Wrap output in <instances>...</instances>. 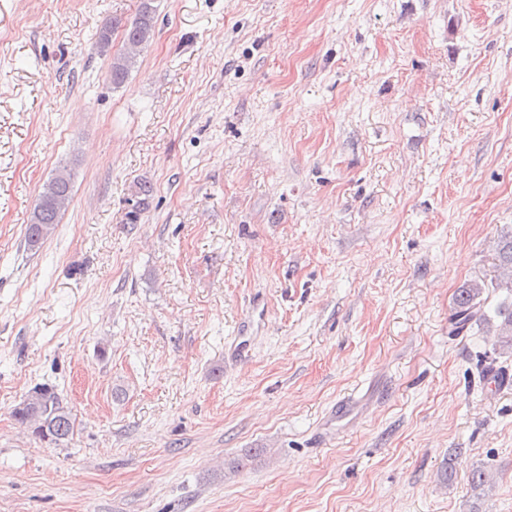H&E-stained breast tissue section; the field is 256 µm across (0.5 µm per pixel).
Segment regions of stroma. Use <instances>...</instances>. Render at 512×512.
<instances>
[{"mask_svg": "<svg viewBox=\"0 0 512 512\" xmlns=\"http://www.w3.org/2000/svg\"><path fill=\"white\" fill-rule=\"evenodd\" d=\"M155 6L116 88L140 0H0V512H512V352L450 332L502 298L512 0ZM40 384L67 443L12 415ZM156 6L154 0H143L138 16L125 28V49L112 56L109 79L114 87L121 86L137 65L140 55L154 37ZM72 183L71 171L67 166H61L42 186L34 202L30 224H26L27 250L37 251L55 232L61 213L71 199Z\"/></svg>", "mask_w": 512, "mask_h": 512, "instance_id": "35a3bbf8", "label": "stroma"}]
</instances>
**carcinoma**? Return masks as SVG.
Here are the masks:
<instances>
[{"instance_id":"1","label":"carcinoma","mask_w":512,"mask_h":512,"mask_svg":"<svg viewBox=\"0 0 512 512\" xmlns=\"http://www.w3.org/2000/svg\"><path fill=\"white\" fill-rule=\"evenodd\" d=\"M156 6L154 0H143L138 16L125 28L124 51L112 56L109 79L115 87L121 86L137 65L140 55L154 37ZM72 174L66 166L57 169L53 177L41 188L31 212L30 224L26 225L25 244L36 251L55 232L61 213L72 195ZM153 187L143 181L135 184V202L130 212L131 223H136L140 213L148 207ZM495 250L500 267L507 274L495 283L505 291L506 297L496 306L485 305V284L470 282L457 290L454 300L453 330L460 332L473 322L496 325L495 336L504 349L512 350V233L498 239ZM19 422L32 428L33 434L42 441L55 445L72 438L75 428L72 409L55 389L48 385L33 388L28 397L13 410Z\"/></svg>"}]
</instances>
